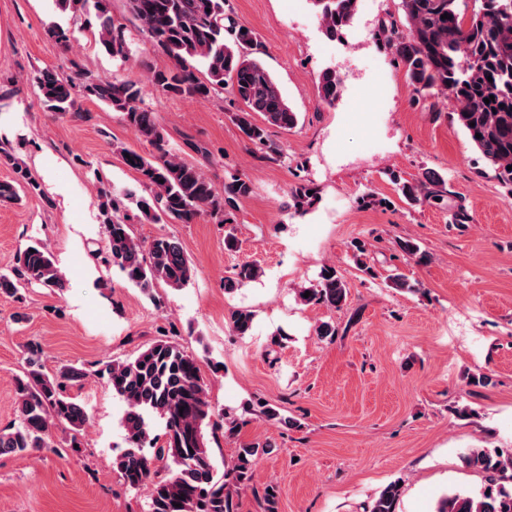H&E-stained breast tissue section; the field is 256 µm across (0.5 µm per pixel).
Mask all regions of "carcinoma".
Returning <instances> with one entry per match:
<instances>
[{
	"label": "carcinoma",
	"instance_id": "obj_1",
	"mask_svg": "<svg viewBox=\"0 0 512 512\" xmlns=\"http://www.w3.org/2000/svg\"><path fill=\"white\" fill-rule=\"evenodd\" d=\"M111 0H54L63 14H94L99 21L98 45L121 61L129 60L123 24L111 15ZM228 0H127L128 11L147 35L152 47L171 60L165 70L150 72L147 82L103 80L87 71L80 75L84 92L103 102L135 136L155 154L147 158L123 146L116 147L124 164L139 175L145 194L133 200L140 218L153 224H192L208 217L217 224L235 223L238 201L253 193L250 180L231 175L218 188L201 167L170 153L157 115L144 104L146 87L171 95L206 99L229 87L244 108L233 121L244 136L267 156L280 155L267 129H291L298 115L283 96L275 79L260 60L261 45L251 29L224 25ZM458 0H400L402 18L383 25L380 35L402 65L408 83L420 95L441 94L456 104V119L479 151L495 178L512 199V0H473L470 16L462 14ZM321 14L327 38L334 40L350 26L356 0H313ZM449 14L443 19L441 15ZM63 48L70 47L74 32L60 25L48 29ZM46 111L56 115H80L77 84L45 69L31 78ZM344 79L326 69L318 76L320 101L333 106L340 98ZM489 102H484V99ZM475 126H470V123ZM0 163L11 166L18 178L0 181V203L20 199L19 190L39 189L18 159L0 148ZM100 216L104 228V261L117 267L128 282L149 295L160 283L173 290L185 287L193 268L178 239L161 236L144 246L135 236L123 202L112 194L98 170ZM402 198L409 204L444 202L448 199L443 178L426 171L407 180L390 173ZM295 210L313 204L317 190L307 182L291 187ZM399 250L423 263L427 254L411 239L396 242ZM261 267L245 262L224 280L230 292L258 280ZM65 288V280L53 257L41 242L20 251L15 265L0 274V294L16 297L22 288ZM309 297H304L305 292ZM305 305L315 303L340 308L347 288L334 267L323 269L315 287L298 290ZM235 333L245 336L253 328L246 310L231 314ZM112 392L125 403L123 427L128 447L112 462L131 488L148 490L147 512H236L234 493L249 485L258 460L273 452L269 444L250 443L238 449L232 466L217 474L207 452L203 428L214 409L208 398L201 360L171 339H159L136 356L108 363ZM92 375L83 365H65L58 373L43 371L38 349L28 348L23 375L15 378L16 420L0 429V454H21L52 447V430L64 426L71 444L89 421L85 407L67 394V388ZM259 413L268 421L297 426L263 401ZM466 466L486 475L477 495L455 491L444 498L438 512H512V453L472 448L463 456ZM402 486L387 485L370 512H395Z\"/></svg>",
	"mask_w": 512,
	"mask_h": 512
}]
</instances>
